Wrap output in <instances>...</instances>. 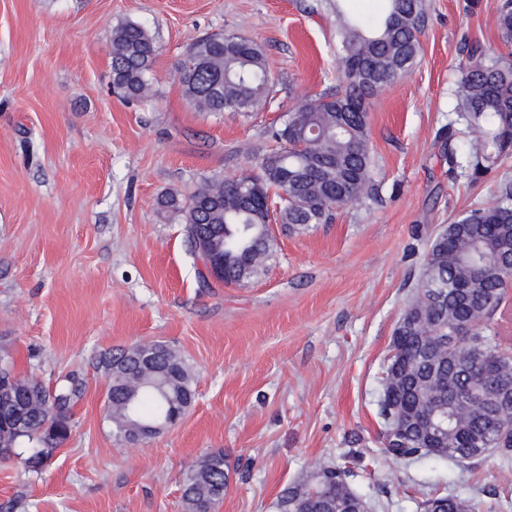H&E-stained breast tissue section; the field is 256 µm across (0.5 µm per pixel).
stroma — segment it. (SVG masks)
<instances>
[{
  "label": "stroma",
  "instance_id": "35a3bbf8",
  "mask_svg": "<svg viewBox=\"0 0 512 512\" xmlns=\"http://www.w3.org/2000/svg\"><path fill=\"white\" fill-rule=\"evenodd\" d=\"M317 0H0V356L56 387L78 378L71 434L31 472L0 458L12 512H185L184 469L224 454L219 512H280L318 465L346 468L371 512H416L466 493L504 512L512 468L432 463L387 471L378 399L394 329L434 235L512 181V158L478 181L449 174L451 91L472 54L512 61L493 0H422L408 76L369 105L375 194L328 224H276L259 277L201 287L182 224L161 195L254 172L303 100L336 89V15ZM146 24L158 54L151 97L112 90V29ZM260 44L272 81L255 112H201L176 70L200 37ZM170 344L194 377L185 415L133 447L104 419L99 360L136 342Z\"/></svg>",
  "mask_w": 512,
  "mask_h": 512
}]
</instances>
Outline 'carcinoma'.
I'll return each mask as SVG.
<instances>
[{
  "mask_svg": "<svg viewBox=\"0 0 512 512\" xmlns=\"http://www.w3.org/2000/svg\"><path fill=\"white\" fill-rule=\"evenodd\" d=\"M336 0V92L300 103L274 132L284 147L270 163L236 181L202 182L186 199L172 193L159 205L184 224L190 253L224 263L219 281L241 283L258 276L273 256L269 224H326L333 211L355 206L374 190L368 108L374 85L401 78L418 56L424 22L420 0H383L375 19L349 15ZM493 18L501 40L512 43V0H499ZM158 52L145 25L128 20L112 30V86L128 99L146 96ZM184 97L201 112H249L269 94L263 48L238 34H214L191 45L177 69ZM452 95L470 140L448 146V169L470 171L473 180L501 166L512 153V63L483 56L468 64ZM280 197L269 211L266 193ZM512 186L494 200L457 216L433 238L418 291L393 334L382 378L380 456L389 470L434 460L449 467L475 466L492 453L512 462V405L497 404L502 386L512 389V356L492 329L505 308L512 281ZM108 411L117 439L139 424L169 426L194 399L184 359L163 343H135L113 351ZM76 384L55 389L22 380L0 366V457L24 458L40 468L71 431ZM436 408L448 414L437 446L427 432L406 423ZM228 490L224 453L205 455L185 471L186 512H215ZM446 512H478L469 495L431 497ZM280 512H368L364 496L346 482V471L326 467L288 488Z\"/></svg>",
  "mask_w": 512,
  "mask_h": 512,
  "instance_id": "obj_1",
  "label": "carcinoma"
}]
</instances>
